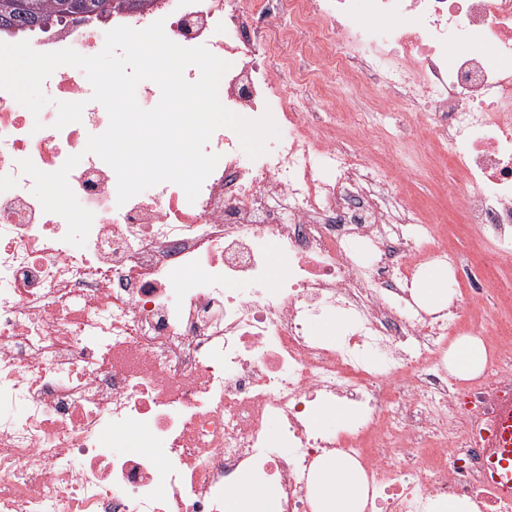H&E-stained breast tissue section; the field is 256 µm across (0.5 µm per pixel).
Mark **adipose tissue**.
I'll return each instance as SVG.
<instances>
[{
	"label": "adipose tissue",
	"mask_w": 512,
	"mask_h": 512,
	"mask_svg": "<svg viewBox=\"0 0 512 512\" xmlns=\"http://www.w3.org/2000/svg\"><path fill=\"white\" fill-rule=\"evenodd\" d=\"M487 362L485 346L475 336L456 339L448 350V363L458 378L478 375ZM327 474L314 496L316 512H357L364 486L356 463L328 460Z\"/></svg>",
	"instance_id": "adipose-tissue-1"
}]
</instances>
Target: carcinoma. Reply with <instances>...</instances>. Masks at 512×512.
I'll list each match as a JSON object with an SVG mask.
<instances>
[{"mask_svg":"<svg viewBox=\"0 0 512 512\" xmlns=\"http://www.w3.org/2000/svg\"><path fill=\"white\" fill-rule=\"evenodd\" d=\"M112 12V0H0V27H48Z\"/></svg>","mask_w":512,"mask_h":512,"instance_id":"carcinoma-1","label":"carcinoma"}]
</instances>
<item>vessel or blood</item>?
<instances>
[{
  "label": "vessel or blood",
  "instance_id": "obj_1",
  "mask_svg": "<svg viewBox=\"0 0 512 512\" xmlns=\"http://www.w3.org/2000/svg\"><path fill=\"white\" fill-rule=\"evenodd\" d=\"M482 442L490 450L489 483L499 497L512 499V399L496 408Z\"/></svg>",
  "mask_w": 512,
  "mask_h": 512
}]
</instances>
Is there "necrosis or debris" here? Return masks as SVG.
Masks as SVG:
<instances>
[{
    "label": "necrosis or debris",
    "instance_id": "necrosis-or-debris-1",
    "mask_svg": "<svg viewBox=\"0 0 512 512\" xmlns=\"http://www.w3.org/2000/svg\"><path fill=\"white\" fill-rule=\"evenodd\" d=\"M158 20L227 60V109L281 134L253 160L218 129L194 203L162 183L121 204L85 150L109 117L82 70L43 84L85 104L60 130L51 112L32 133L0 90V512H227L258 485L272 512H315V466L336 456L360 464L364 512H512L472 435L512 393V329L484 307L512 310L492 279L512 256V0H148L0 42L93 56ZM417 147L438 179L457 169L436 208L483 228L469 262L412 194L420 170L399 155ZM75 154L94 214L81 248L18 167ZM436 268L452 302L429 312L413 294ZM460 336L490 345L465 383L448 368Z\"/></svg>",
    "mask_w": 512,
    "mask_h": 512
}]
</instances>
